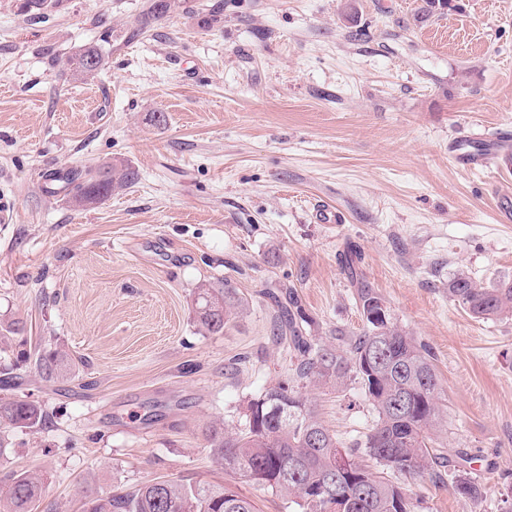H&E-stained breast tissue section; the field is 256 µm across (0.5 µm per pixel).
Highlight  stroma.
Instances as JSON below:
<instances>
[{
  "label": "stroma",
  "mask_w": 512,
  "mask_h": 512,
  "mask_svg": "<svg viewBox=\"0 0 512 512\" xmlns=\"http://www.w3.org/2000/svg\"><path fill=\"white\" fill-rule=\"evenodd\" d=\"M64 0L36 18L0 0V369L50 420L16 430L0 474L42 475L35 512H82L155 480L226 486L256 512H301L216 462L205 429L291 378L268 288H293L314 336L359 333L360 283L434 354L445 425L428 474L399 477L414 512H504L512 489V317L478 321L448 297L465 271L512 280V173L458 165L455 138L512 130V0ZM102 44L106 65L69 72ZM161 113L162 124L150 117ZM129 167L137 182L75 205L53 168ZM331 204L339 218L319 222ZM245 306L219 333L200 286ZM60 350L46 382L20 350ZM342 447L375 414L357 382L302 388ZM477 484L478 500L453 489ZM104 57L103 49L98 45H92L69 57L66 65L70 71L76 74L94 73L103 66Z\"/></svg>",
  "instance_id": "35a3bbf8"
}]
</instances>
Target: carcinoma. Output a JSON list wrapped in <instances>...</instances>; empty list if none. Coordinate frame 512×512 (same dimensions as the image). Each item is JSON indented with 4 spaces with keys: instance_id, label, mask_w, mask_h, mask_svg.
Here are the masks:
<instances>
[{
    "instance_id": "obj_1",
    "label": "carcinoma",
    "mask_w": 512,
    "mask_h": 512,
    "mask_svg": "<svg viewBox=\"0 0 512 512\" xmlns=\"http://www.w3.org/2000/svg\"><path fill=\"white\" fill-rule=\"evenodd\" d=\"M417 18L451 8L452 0H421ZM176 0H152L142 25L165 17ZM104 64L103 49L84 48L67 59L76 74L94 73ZM137 174L130 168L110 174L60 177L80 206L102 199L114 188L132 185ZM448 296L479 320L512 316V281L483 286L458 272L448 281ZM364 326L353 336L328 347L311 336L314 325L293 291L272 295L279 329L288 337L296 359L293 381L328 385L341 390L355 379L375 413L365 440L348 451L340 449L335 434L324 425L315 408L286 383L267 389L249 401L245 422L228 428L222 422L207 430L215 460L240 478L276 494L297 499L304 512H412L402 488L384 476L390 470L414 477L431 468L427 443L433 441L440 420V388L430 348L391 321L382 298L368 285L357 290ZM244 301L229 284L201 288L196 299L199 323L218 333L241 310ZM66 356L54 351L35 360L44 381L59 377ZM47 415L37 405L0 397V455L7 450L8 431L33 429ZM360 454L376 461L383 471L373 472L354 459ZM317 488V499L307 489ZM463 498L480 496L477 484L456 481ZM43 495L40 477L12 472L0 480V512H33ZM84 512H255L250 500L222 486L159 480L128 491L105 495L84 490Z\"/></svg>"
}]
</instances>
